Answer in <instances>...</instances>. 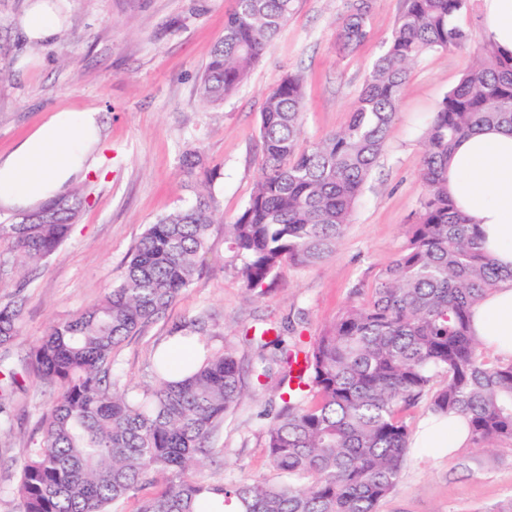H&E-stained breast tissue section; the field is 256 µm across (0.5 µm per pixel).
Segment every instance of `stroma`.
Masks as SVG:
<instances>
[{
	"label": "stroma",
	"instance_id": "stroma-1",
	"mask_svg": "<svg viewBox=\"0 0 512 512\" xmlns=\"http://www.w3.org/2000/svg\"><path fill=\"white\" fill-rule=\"evenodd\" d=\"M65 27L55 43H28L21 19L29 0H0V156L55 112L92 109L101 123L100 166L79 180L88 203L61 250L33 272L27 288L14 270L0 273V304L22 297L21 334L4 355L16 363L49 324L101 300L147 224L187 204L193 193L182 154L199 150L213 170L224 221L212 225L204 272L145 332L117 350L118 370L136 386L152 382L154 355L172 325L201 311L213 317L212 349L252 353L244 326L260 321L286 340L310 342L339 310L371 288L402 249L419 210L422 136L443 97L484 42L482 0H470L459 24L466 48L429 51L412 66L386 147L353 210L333 257L307 268L282 265L264 294L242 287L224 227L245 207L259 178V113L286 74L306 84L304 145L343 127L373 64L388 46L405 0H371L366 40L352 50L336 43L346 0H295L287 25L248 80L223 104L198 96L199 77L224 34L232 0H56ZM60 388L28 378L10 404L17 433L0 439V512H15L14 461L27 446L42 408ZM274 386L253 390L224 420V453L201 471L204 480L247 477L280 482L267 459L265 431L280 407ZM379 512H512V441L493 453L467 445L455 452L411 449L401 477Z\"/></svg>",
	"mask_w": 512,
	"mask_h": 512
}]
</instances>
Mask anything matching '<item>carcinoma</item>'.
I'll use <instances>...</instances> for the list:
<instances>
[{
    "label": "carcinoma",
    "instance_id": "obj_1",
    "mask_svg": "<svg viewBox=\"0 0 512 512\" xmlns=\"http://www.w3.org/2000/svg\"><path fill=\"white\" fill-rule=\"evenodd\" d=\"M295 0H234L199 82L220 105L249 77L294 10ZM469 0H405L386 51L373 64L347 124L303 148L305 81L289 73L260 112V177L226 225L243 288L254 292L285 263L319 264L336 253L351 213L386 146L411 66L425 52L466 46L457 23ZM370 6L347 0L336 41L367 36ZM485 126L512 131V56L486 43L443 98L423 136L415 224L368 297L345 305L311 344L242 329L257 384L279 375L282 406L265 447L278 484L206 483L201 467L224 418L245 394L235 354L196 348L175 375L156 355L153 382L136 391L116 372V349L196 280L211 225L224 222L214 173L187 152V205L147 225L107 294L49 326L21 366L0 359V436L14 432L9 403L25 374L61 388L18 463L17 512H116L150 490L138 512H377L399 481L412 431L404 410L424 394L437 419L462 417L469 441L489 451L512 441V361L491 358L474 335L471 307L501 276L475 225L448 197V155ZM87 204L67 191L35 209L40 219L0 224V267L28 270L55 254ZM22 304L0 305V346L20 336ZM210 314L175 325L186 344L210 335Z\"/></svg>",
    "mask_w": 512,
    "mask_h": 512
}]
</instances>
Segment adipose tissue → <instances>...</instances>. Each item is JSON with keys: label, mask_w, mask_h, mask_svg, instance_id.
<instances>
[{"label": "adipose tissue", "mask_w": 512, "mask_h": 512, "mask_svg": "<svg viewBox=\"0 0 512 512\" xmlns=\"http://www.w3.org/2000/svg\"><path fill=\"white\" fill-rule=\"evenodd\" d=\"M30 44L52 41L61 29L55 0H31L22 19ZM485 39L512 53V0H483ZM100 143L93 110H62L0 158V208H32L63 193L94 170ZM448 193L503 276L472 308L484 346L512 359V132L485 129L460 142L448 160Z\"/></svg>", "instance_id": "1"}]
</instances>
